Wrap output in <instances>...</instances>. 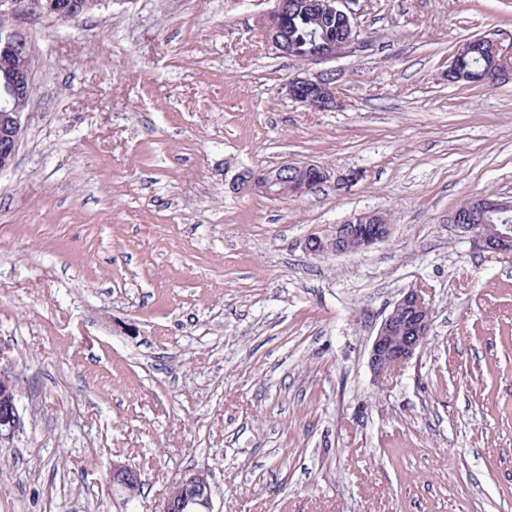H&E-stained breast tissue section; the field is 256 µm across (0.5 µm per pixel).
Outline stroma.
<instances>
[{"mask_svg":"<svg viewBox=\"0 0 512 512\" xmlns=\"http://www.w3.org/2000/svg\"><path fill=\"white\" fill-rule=\"evenodd\" d=\"M272 0H112L29 31L38 61L0 172V351L23 429L0 443V512H153L208 472L214 512H512V254L449 215L512 197V79L451 84L456 48L512 49V0H356L367 47L332 63L342 105L282 85ZM360 179L299 199L246 170ZM390 214L362 254L303 239ZM427 345L385 381L368 352L403 291ZM144 486L123 503L113 462Z\"/></svg>","mask_w":512,"mask_h":512,"instance_id":"1","label":"stroma"}]
</instances>
